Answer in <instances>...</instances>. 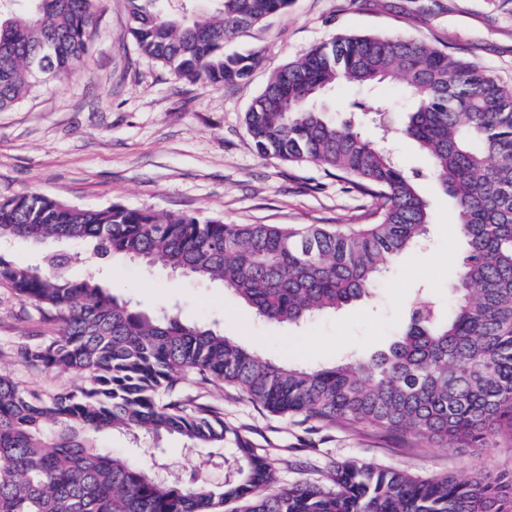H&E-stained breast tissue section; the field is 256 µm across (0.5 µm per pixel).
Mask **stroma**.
<instances>
[{"mask_svg": "<svg viewBox=\"0 0 512 512\" xmlns=\"http://www.w3.org/2000/svg\"><path fill=\"white\" fill-rule=\"evenodd\" d=\"M97 31L83 65L0 112V198L36 191L86 207L119 204L160 214L218 217L230 224H361L368 200L311 163L288 165L257 154L243 115L271 75L312 46L339 34L400 33L469 58L512 86V0H292L286 14L241 33L234 50H258L250 77L230 86L188 84L142 55L128 36L125 0H97ZM399 162L419 173L429 203L424 248L396 257L369 299L288 328L255 318L222 283L187 279L121 256L79 260L68 274H102L113 295L139 310L176 308L187 321L215 326L261 357L327 366L346 352L368 356L399 333L414 302H446L462 245L450 200L424 174L427 155L395 141ZM0 288V367L52 394L72 386L63 371L14 363L7 349L25 322ZM183 391L222 408L226 428L269 456L275 484L324 481L338 463L399 468L424 477L512 471V442L466 452L419 447L348 422L320 426L271 413L236 388L186 381ZM101 446L181 482L217 485L232 473L234 449L189 448L177 436L107 433Z\"/></svg>", "mask_w": 512, "mask_h": 512, "instance_id": "stroma-1", "label": "stroma"}]
</instances>
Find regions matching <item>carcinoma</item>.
Here are the masks:
<instances>
[{
  "instance_id": "1",
  "label": "carcinoma",
  "mask_w": 512,
  "mask_h": 512,
  "mask_svg": "<svg viewBox=\"0 0 512 512\" xmlns=\"http://www.w3.org/2000/svg\"><path fill=\"white\" fill-rule=\"evenodd\" d=\"M130 33L178 80L232 85L258 51L225 53L240 32L291 0H214L187 18L170 0H127ZM94 0H0V112L72 74L88 53ZM386 81L410 94L394 136L429 156L427 177L452 201L464 244L448 309L417 303L386 349L331 367L267 360L218 329L147 314L93 275H67L70 253L33 266L16 239L65 240L92 256L121 254L197 280L219 281L255 315L299 326L368 296L397 255L421 247L431 223L416 175L388 144L328 118L340 85L362 95L352 112L394 126L375 100ZM256 152L312 162L372 200L370 221L226 224L121 205L89 208L22 193L0 198V288L35 329L14 357L79 383L55 394L0 372V512H512V473L461 480L346 462L325 484L269 491L272 460L182 384L235 387L266 410L323 426L346 421L421 444L495 448L512 438V89L484 67L401 34L338 35L274 73L244 113ZM107 432L177 434L193 448L235 445L236 477L212 487L162 479L95 442Z\"/></svg>"
}]
</instances>
